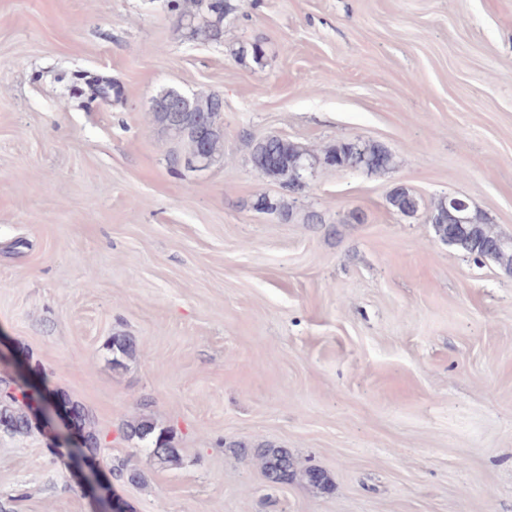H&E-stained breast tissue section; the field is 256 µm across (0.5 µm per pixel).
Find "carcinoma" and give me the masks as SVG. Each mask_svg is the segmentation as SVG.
I'll return each instance as SVG.
<instances>
[{
  "instance_id": "cac0c4a2",
  "label": "carcinoma",
  "mask_w": 512,
  "mask_h": 512,
  "mask_svg": "<svg viewBox=\"0 0 512 512\" xmlns=\"http://www.w3.org/2000/svg\"><path fill=\"white\" fill-rule=\"evenodd\" d=\"M170 12L177 21L182 36L194 43L218 44L224 42V20L234 10L230 0H169ZM172 91L162 92L154 100L152 112L155 120L181 145V154L171 158V164L181 166L184 161L211 164L221 152L224 136L220 120L224 112V99L216 94H202L187 98L186 111L168 112L165 102ZM252 166L268 177L280 182L288 195H300L305 188L289 178L291 170L301 162L336 168L363 169L368 172L383 171L392 164V155L380 143L361 140L338 141L327 147L322 155H316L281 136L268 135L250 144ZM390 205L403 214L418 211L417 198L406 189L394 192ZM448 197L437 200L430 217L434 234L442 241H454L455 247L477 257L491 256L508 273H512V239L494 233L487 220L467 224L465 228L448 227ZM253 208L260 212L276 213L284 221L295 219L290 204L283 200L273 201L265 195L258 196ZM112 364L120 367L124 360L135 354V345L125 336H114L109 344ZM20 401L11 385L0 380V428L13 434H25L31 427L28 415L19 408ZM123 433L127 439L147 444L149 457L159 465L179 463L178 449L171 444L168 431L160 429L149 418L142 417L125 423ZM261 462L266 481L273 485H288L301 478L314 487L325 482L324 474L317 469L304 472L297 468L293 456L285 448L264 444L255 450Z\"/></svg>"
}]
</instances>
